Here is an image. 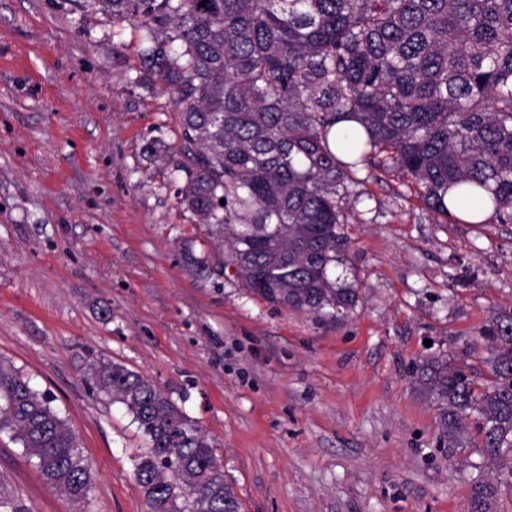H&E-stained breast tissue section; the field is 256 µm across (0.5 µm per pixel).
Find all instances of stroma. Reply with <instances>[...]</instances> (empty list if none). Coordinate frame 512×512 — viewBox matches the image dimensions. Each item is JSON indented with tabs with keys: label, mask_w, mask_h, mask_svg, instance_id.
I'll use <instances>...</instances> for the list:
<instances>
[{
	"label": "stroma",
	"mask_w": 512,
	"mask_h": 512,
	"mask_svg": "<svg viewBox=\"0 0 512 512\" xmlns=\"http://www.w3.org/2000/svg\"><path fill=\"white\" fill-rule=\"evenodd\" d=\"M130 26L75 0H0V360L77 437L89 499L43 482L0 435V491L26 512H145V449L89 362L126 365L170 394L216 446L242 512H512V477L439 445L415 363L490 377L480 332L512 312V222L425 209L401 178L360 171L335 273L359 290L343 317L269 304L221 270L207 229L166 183L176 115Z\"/></svg>",
	"instance_id": "1"
}]
</instances>
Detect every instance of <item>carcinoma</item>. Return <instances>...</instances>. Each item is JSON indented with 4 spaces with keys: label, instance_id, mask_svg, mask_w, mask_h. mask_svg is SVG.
I'll return each instance as SVG.
<instances>
[{
    "label": "carcinoma",
    "instance_id": "obj_1",
    "mask_svg": "<svg viewBox=\"0 0 512 512\" xmlns=\"http://www.w3.org/2000/svg\"><path fill=\"white\" fill-rule=\"evenodd\" d=\"M201 2L78 5L148 43L130 82L161 84L177 112L178 208L208 226L243 287L319 317L352 311L358 289L333 270L348 244L343 202L365 166L399 175L438 214L459 185L512 221V0ZM347 120L362 131L332 137ZM481 337L494 353L485 388L467 363L430 360L411 375L436 395L439 441L507 461L512 477V313ZM89 371L144 438L134 475L146 512H241L208 437L168 393L121 363ZM52 402L0 361V433L46 485L83 501L91 468Z\"/></svg>",
    "mask_w": 512,
    "mask_h": 512
}]
</instances>
